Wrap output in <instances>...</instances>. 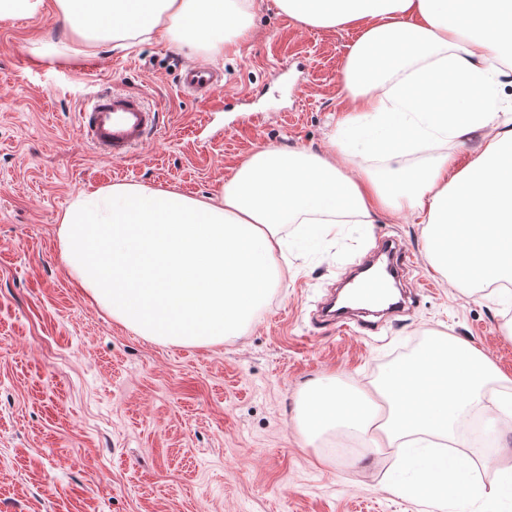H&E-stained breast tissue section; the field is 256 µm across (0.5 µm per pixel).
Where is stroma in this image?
I'll return each instance as SVG.
<instances>
[{"mask_svg": "<svg viewBox=\"0 0 512 512\" xmlns=\"http://www.w3.org/2000/svg\"><path fill=\"white\" fill-rule=\"evenodd\" d=\"M254 36L214 57L163 31L129 48L80 45L54 6L0 21V512H422L430 450L344 456L332 436L307 445L294 424L301 388L336 375L365 385L433 334L456 336L512 379V311L469 294L429 263L407 215L340 224L302 245L288 224L282 281L243 335L161 343L113 321L64 267L58 214L79 193L139 183L217 195L264 147L326 151L343 118L342 69L356 35L308 27L262 0ZM185 63L224 71L222 99L181 94ZM137 91L161 114L128 160L85 140L78 113L98 90ZM386 236L407 255L416 302L376 331L320 325L331 288ZM479 490L443 512H512V489L457 425Z\"/></svg>", "mask_w": 512, "mask_h": 512, "instance_id": "1", "label": "stroma"}]
</instances>
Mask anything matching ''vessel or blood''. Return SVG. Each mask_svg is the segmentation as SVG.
<instances>
[{"label":"vessel or blood","instance_id":"obj_1","mask_svg":"<svg viewBox=\"0 0 512 512\" xmlns=\"http://www.w3.org/2000/svg\"><path fill=\"white\" fill-rule=\"evenodd\" d=\"M178 83L184 93L194 96L206 97L224 90L222 75L204 65L180 67ZM78 120L95 150L123 161L157 131L160 114L140 94L106 89L93 95L89 105L80 110ZM384 253L388 275L364 277L356 286L359 301L371 304L384 300L389 278L399 277L405 258L402 246L396 239H386Z\"/></svg>","mask_w":512,"mask_h":512}]
</instances>
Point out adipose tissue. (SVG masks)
<instances>
[{
	"instance_id": "obj_1",
	"label": "adipose tissue",
	"mask_w": 512,
	"mask_h": 512,
	"mask_svg": "<svg viewBox=\"0 0 512 512\" xmlns=\"http://www.w3.org/2000/svg\"><path fill=\"white\" fill-rule=\"evenodd\" d=\"M297 22L356 34L343 66L346 118L326 152L264 148L217 197L137 183L80 193L57 217L73 281L114 321L159 342L209 345L241 335L281 277L282 231L371 224L408 212L425 225L431 265L457 286L501 283L512 304V0H276ZM84 43L164 29L191 50L223 55L250 37L256 0H55ZM481 134L468 164L438 142ZM381 157L379 173L359 155ZM505 378L480 350L439 337L370 385L328 376L300 392L296 427L307 443L340 432L364 452L404 454L419 435L454 438V424ZM434 482L474 494L462 452L432 463Z\"/></svg>"
}]
</instances>
